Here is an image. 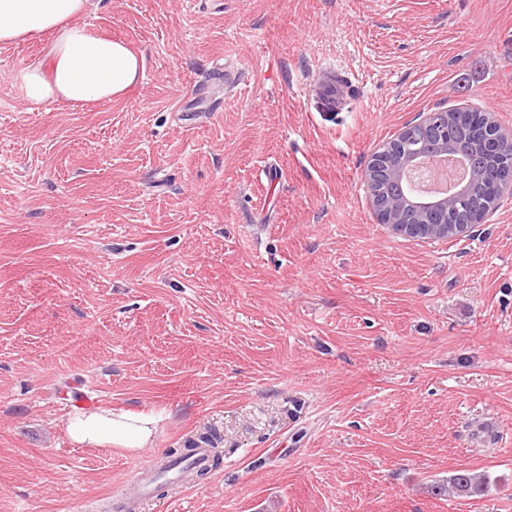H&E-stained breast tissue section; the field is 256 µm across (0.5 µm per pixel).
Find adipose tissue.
Here are the masks:
<instances>
[{"label": "adipose tissue", "mask_w": 512, "mask_h": 512, "mask_svg": "<svg viewBox=\"0 0 512 512\" xmlns=\"http://www.w3.org/2000/svg\"><path fill=\"white\" fill-rule=\"evenodd\" d=\"M90 6V0H0V44L50 37L46 58L17 75L29 103L108 101L142 79L141 57L123 41L93 35L83 24ZM161 420L153 411L99 409L71 414L65 431L90 448L137 452L151 446Z\"/></svg>", "instance_id": "adipose-tissue-1"}]
</instances>
